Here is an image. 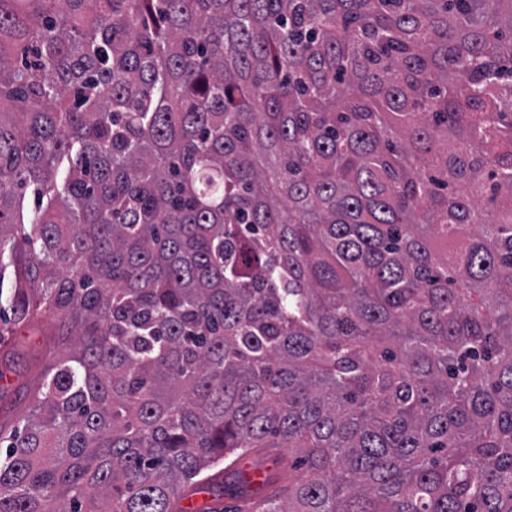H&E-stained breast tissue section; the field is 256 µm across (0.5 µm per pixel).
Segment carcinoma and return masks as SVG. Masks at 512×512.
Returning <instances> with one entry per match:
<instances>
[{
    "instance_id": "carcinoma-1",
    "label": "carcinoma",
    "mask_w": 512,
    "mask_h": 512,
    "mask_svg": "<svg viewBox=\"0 0 512 512\" xmlns=\"http://www.w3.org/2000/svg\"><path fill=\"white\" fill-rule=\"evenodd\" d=\"M3 305L0 512H512V0H0ZM9 316L10 312L1 310V321L10 322V335L0 344V424L13 422L6 411L10 407L19 412L27 404V393L40 378L49 357L67 346L58 347V340L69 337L58 336L62 329L66 334V327L51 313H43L38 322L16 325ZM235 467L252 475L288 471V448H255L240 457Z\"/></svg>"
}]
</instances>
